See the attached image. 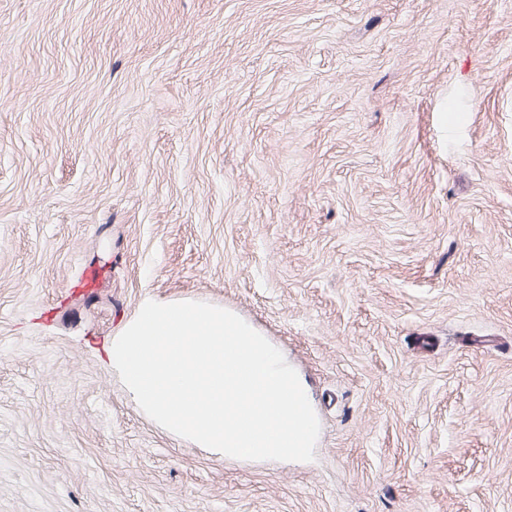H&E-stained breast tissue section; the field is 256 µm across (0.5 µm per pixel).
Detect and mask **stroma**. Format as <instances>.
Returning a JSON list of instances; mask_svg holds the SVG:
<instances>
[{"mask_svg":"<svg viewBox=\"0 0 512 512\" xmlns=\"http://www.w3.org/2000/svg\"><path fill=\"white\" fill-rule=\"evenodd\" d=\"M181 297L301 370L313 461L126 400ZM0 512H512V0H0Z\"/></svg>","mask_w":512,"mask_h":512,"instance_id":"stroma-1","label":"stroma"}]
</instances>
